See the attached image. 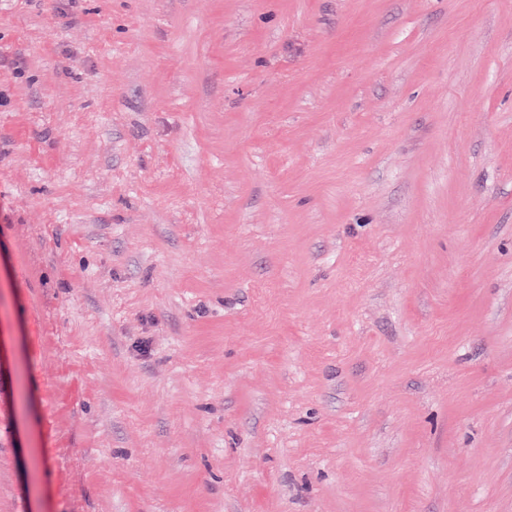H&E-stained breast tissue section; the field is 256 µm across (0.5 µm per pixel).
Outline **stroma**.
I'll list each match as a JSON object with an SVG mask.
<instances>
[{
	"instance_id": "stroma-1",
	"label": "stroma",
	"mask_w": 512,
	"mask_h": 512,
	"mask_svg": "<svg viewBox=\"0 0 512 512\" xmlns=\"http://www.w3.org/2000/svg\"><path fill=\"white\" fill-rule=\"evenodd\" d=\"M0 512H512V0H0Z\"/></svg>"
}]
</instances>
